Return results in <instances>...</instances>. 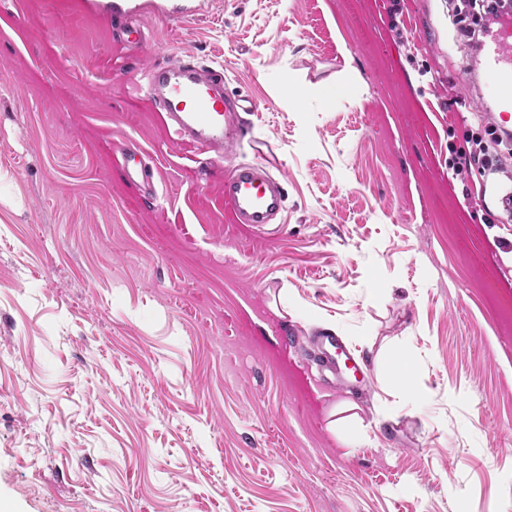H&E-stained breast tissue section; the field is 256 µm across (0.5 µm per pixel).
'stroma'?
<instances>
[{
    "label": "stroma",
    "mask_w": 512,
    "mask_h": 512,
    "mask_svg": "<svg viewBox=\"0 0 512 512\" xmlns=\"http://www.w3.org/2000/svg\"><path fill=\"white\" fill-rule=\"evenodd\" d=\"M105 2L0 0V502L512 512V165L453 167L489 112L448 0ZM188 54L257 104L220 159L148 95ZM252 138L286 194L255 232L223 192ZM164 2H191L189 5L172 4L170 7L161 4L157 7L158 12L165 13L169 17L182 18L189 14H203L206 12L208 1L203 0H164ZM193 2H197L194 4ZM387 379L393 389L413 402L419 403L425 398L412 386L408 368L401 361L394 359L389 363Z\"/></svg>",
    "instance_id": "35a3bbf8"
}]
</instances>
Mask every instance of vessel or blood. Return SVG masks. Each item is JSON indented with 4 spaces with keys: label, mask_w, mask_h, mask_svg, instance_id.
<instances>
[{
    "label": "vessel or blood",
    "mask_w": 512,
    "mask_h": 512,
    "mask_svg": "<svg viewBox=\"0 0 512 512\" xmlns=\"http://www.w3.org/2000/svg\"><path fill=\"white\" fill-rule=\"evenodd\" d=\"M496 110L493 120L499 128L512 125V24L496 31L483 61ZM216 73L188 60L153 66L149 71V96L163 111L167 124L182 141L208 151L223 152L244 138L242 115L256 111L247 97L234 100L216 95ZM224 200L230 205L235 223L260 230L283 208L280 184L265 167L240 162L224 177Z\"/></svg>",
    "instance_id": "vessel-or-blood-1"
}]
</instances>
